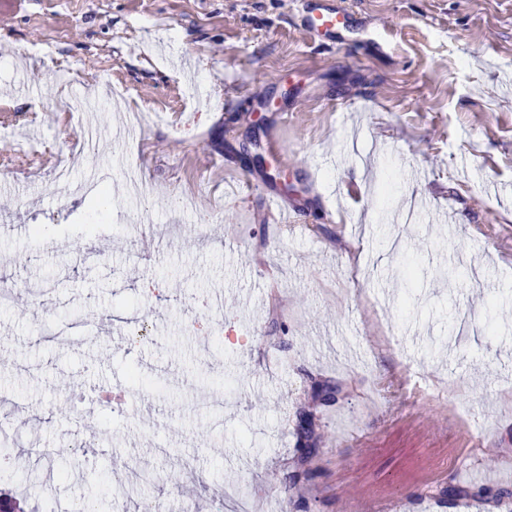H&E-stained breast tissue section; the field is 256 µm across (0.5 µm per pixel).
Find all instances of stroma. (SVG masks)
Here are the masks:
<instances>
[{
  "mask_svg": "<svg viewBox=\"0 0 512 512\" xmlns=\"http://www.w3.org/2000/svg\"><path fill=\"white\" fill-rule=\"evenodd\" d=\"M298 2L0 0V123L37 142L0 146V478L27 512L89 480L111 512H228V485L247 512H512V0H339L342 46Z\"/></svg>",
  "mask_w": 512,
  "mask_h": 512,
  "instance_id": "35a3bbf8",
  "label": "stroma"
}]
</instances>
